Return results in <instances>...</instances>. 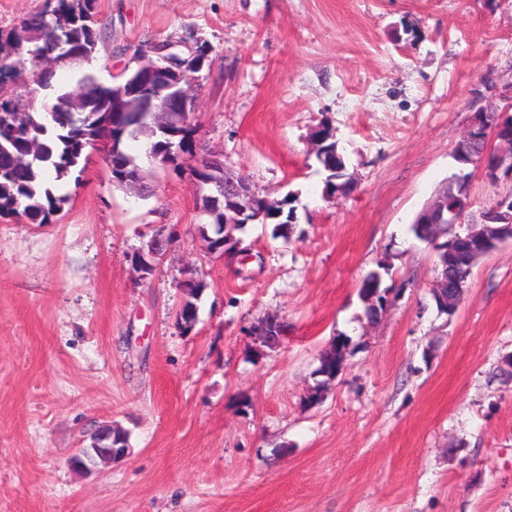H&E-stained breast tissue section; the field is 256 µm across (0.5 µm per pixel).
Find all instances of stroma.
Wrapping results in <instances>:
<instances>
[{
    "label": "stroma",
    "mask_w": 512,
    "mask_h": 512,
    "mask_svg": "<svg viewBox=\"0 0 512 512\" xmlns=\"http://www.w3.org/2000/svg\"><path fill=\"white\" fill-rule=\"evenodd\" d=\"M93 69L115 83L136 46L186 34L197 157L223 162L295 231L259 223L209 252L187 166L140 156L119 187L97 150L53 223L0 217V512H512V242L472 269L454 316L431 296L435 253L415 215L459 168L469 103L512 82V0H96ZM327 126L354 188L324 195L313 131ZM512 193L470 180L464 223ZM165 242L153 275L134 266ZM406 290L377 321L358 295L379 264ZM203 279L192 333L176 314ZM267 316L278 346L256 341ZM343 370L308 406L319 355ZM116 425L131 453L69 465ZM349 340V337L346 335H338L329 347L320 354L319 366L315 371V375H321L322 379L317 380L316 384L312 387V390L316 391L317 395L327 390L329 379H332L343 366Z\"/></svg>",
    "instance_id": "35a3bbf8"
}]
</instances>
